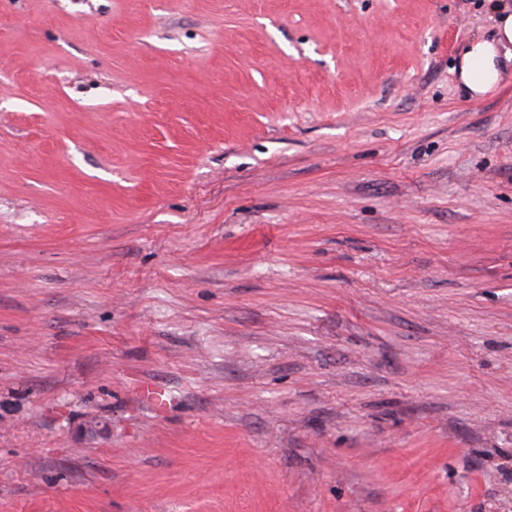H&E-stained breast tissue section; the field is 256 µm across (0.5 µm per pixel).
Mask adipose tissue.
<instances>
[{
  "label": "adipose tissue",
  "instance_id": "1",
  "mask_svg": "<svg viewBox=\"0 0 512 512\" xmlns=\"http://www.w3.org/2000/svg\"><path fill=\"white\" fill-rule=\"evenodd\" d=\"M493 8L498 15L496 40L472 42L459 66L461 81L476 96L485 94L499 81L500 52L512 46V5L507 0H495Z\"/></svg>",
  "mask_w": 512,
  "mask_h": 512
}]
</instances>
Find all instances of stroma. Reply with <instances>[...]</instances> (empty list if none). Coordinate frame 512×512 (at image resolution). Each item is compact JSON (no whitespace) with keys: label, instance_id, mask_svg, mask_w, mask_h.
I'll return each instance as SVG.
<instances>
[{"label":"stroma","instance_id":"obj_1","mask_svg":"<svg viewBox=\"0 0 512 512\" xmlns=\"http://www.w3.org/2000/svg\"><path fill=\"white\" fill-rule=\"evenodd\" d=\"M490 0H0V512H512ZM493 8L498 14L496 40L472 42L459 66L461 81L476 96L485 94L499 81L501 49L512 59V50H508L512 45V4L497 2Z\"/></svg>","mask_w":512,"mask_h":512}]
</instances>
